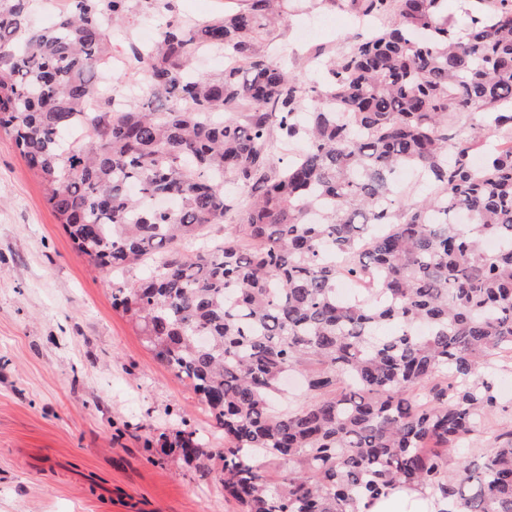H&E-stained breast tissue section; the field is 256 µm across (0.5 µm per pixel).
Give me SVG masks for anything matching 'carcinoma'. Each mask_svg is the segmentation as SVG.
I'll use <instances>...</instances> for the list:
<instances>
[{"label": "carcinoma", "mask_w": 512, "mask_h": 512, "mask_svg": "<svg viewBox=\"0 0 512 512\" xmlns=\"http://www.w3.org/2000/svg\"><path fill=\"white\" fill-rule=\"evenodd\" d=\"M156 2L69 0L39 23L33 0H0V128L118 280L112 307L224 433L236 512H359L403 487L439 512H512V429L472 448L512 362V0H469L463 33L447 0H361L382 25L320 84L257 51L278 0H244L132 47L141 96L112 105L97 79L112 30ZM201 50L224 70L196 71ZM485 133L507 141L477 164ZM287 142L303 151L278 169ZM406 167L430 197L395 193ZM366 274L369 299L337 296ZM292 372L309 402L278 408ZM160 440L210 456L192 428Z\"/></svg>", "instance_id": "cac0c4a2"}]
</instances>
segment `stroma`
Instances as JSON below:
<instances>
[{
	"label": "stroma",
	"mask_w": 512,
	"mask_h": 512,
	"mask_svg": "<svg viewBox=\"0 0 512 512\" xmlns=\"http://www.w3.org/2000/svg\"><path fill=\"white\" fill-rule=\"evenodd\" d=\"M352 0H313L260 33L256 47L312 75L356 36ZM476 445L512 425V372ZM224 446L205 407L112 307V278L83 256L46 188L0 130V512H233L217 464L161 450L182 425Z\"/></svg>",
	"instance_id": "1"
}]
</instances>
